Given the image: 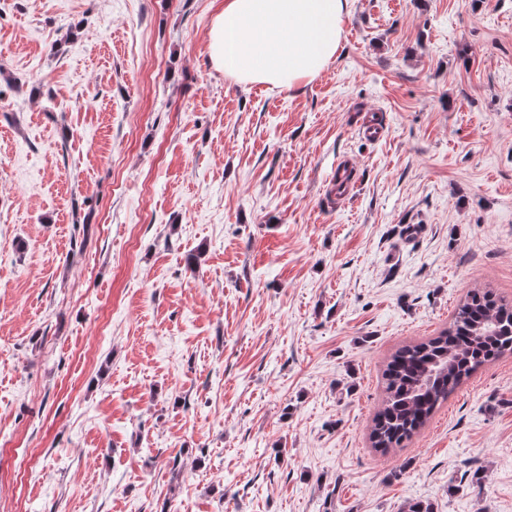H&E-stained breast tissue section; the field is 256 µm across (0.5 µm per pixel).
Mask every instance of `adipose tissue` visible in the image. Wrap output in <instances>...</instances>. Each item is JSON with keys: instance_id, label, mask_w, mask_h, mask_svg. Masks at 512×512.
Listing matches in <instances>:
<instances>
[{"instance_id": "1", "label": "adipose tissue", "mask_w": 512, "mask_h": 512, "mask_svg": "<svg viewBox=\"0 0 512 512\" xmlns=\"http://www.w3.org/2000/svg\"><path fill=\"white\" fill-rule=\"evenodd\" d=\"M349 0H224L209 52L216 69L239 83L290 88L332 62Z\"/></svg>"}]
</instances>
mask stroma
Here are the masks:
<instances>
[{
  "instance_id": "35a3bbf8",
  "label": "stroma",
  "mask_w": 512,
  "mask_h": 512,
  "mask_svg": "<svg viewBox=\"0 0 512 512\" xmlns=\"http://www.w3.org/2000/svg\"><path fill=\"white\" fill-rule=\"evenodd\" d=\"M223 7L0 0V512H512V355L369 440L392 353L512 303V0H352L281 91Z\"/></svg>"
}]
</instances>
